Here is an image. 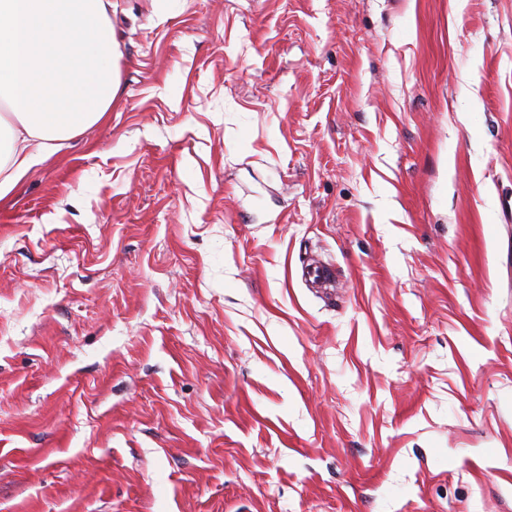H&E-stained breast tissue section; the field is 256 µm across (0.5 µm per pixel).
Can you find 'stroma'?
Instances as JSON below:
<instances>
[{"instance_id": "35a3bbf8", "label": "stroma", "mask_w": 512, "mask_h": 512, "mask_svg": "<svg viewBox=\"0 0 512 512\" xmlns=\"http://www.w3.org/2000/svg\"><path fill=\"white\" fill-rule=\"evenodd\" d=\"M109 16L0 200V512H512V0Z\"/></svg>"}]
</instances>
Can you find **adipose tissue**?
I'll return each instance as SVG.
<instances>
[{"mask_svg":"<svg viewBox=\"0 0 512 512\" xmlns=\"http://www.w3.org/2000/svg\"><path fill=\"white\" fill-rule=\"evenodd\" d=\"M118 56L104 0H0V198L108 111Z\"/></svg>","mask_w":512,"mask_h":512,"instance_id":"adipose-tissue-1","label":"adipose tissue"}]
</instances>
